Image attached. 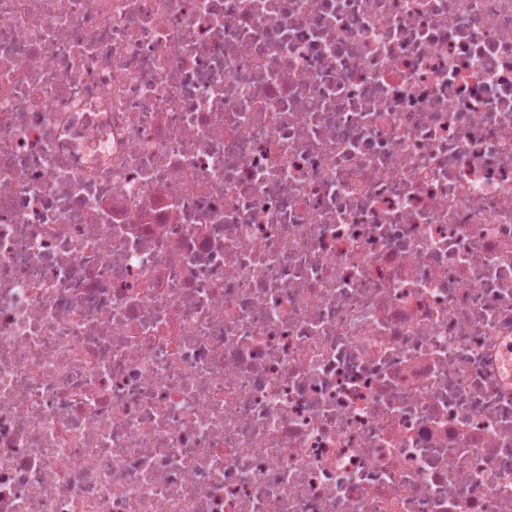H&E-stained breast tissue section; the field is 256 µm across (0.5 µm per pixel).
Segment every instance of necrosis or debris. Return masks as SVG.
Listing matches in <instances>:
<instances>
[{
  "mask_svg": "<svg viewBox=\"0 0 512 512\" xmlns=\"http://www.w3.org/2000/svg\"><path fill=\"white\" fill-rule=\"evenodd\" d=\"M0 512H512V0H0Z\"/></svg>",
  "mask_w": 512,
  "mask_h": 512,
  "instance_id": "necrosis-or-debris-1",
  "label": "necrosis or debris"
}]
</instances>
